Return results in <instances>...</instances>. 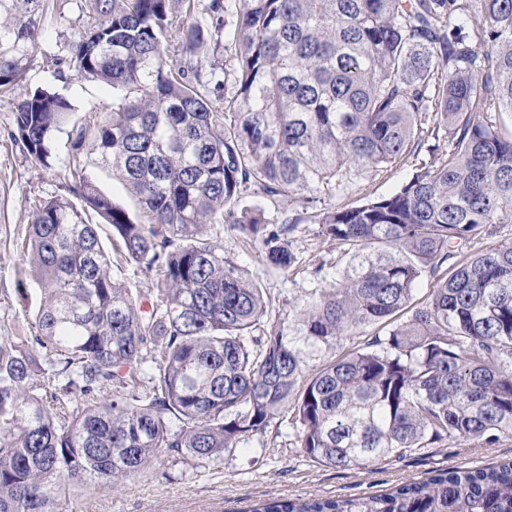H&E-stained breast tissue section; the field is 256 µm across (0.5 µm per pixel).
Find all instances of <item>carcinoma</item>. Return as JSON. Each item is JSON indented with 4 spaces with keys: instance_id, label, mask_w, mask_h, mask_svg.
<instances>
[{
    "instance_id": "cac0c4a2",
    "label": "carcinoma",
    "mask_w": 512,
    "mask_h": 512,
    "mask_svg": "<svg viewBox=\"0 0 512 512\" xmlns=\"http://www.w3.org/2000/svg\"><path fill=\"white\" fill-rule=\"evenodd\" d=\"M45 0H0V88L23 78ZM87 0L74 76L112 86L105 115L68 133L125 182L142 220L86 168L35 211L26 251L40 302L32 335L0 341V512H76L163 453L224 463L243 437L288 423L328 467L365 468L455 439L512 436V246L470 254L512 223V0ZM236 61L224 96V54ZM74 111L37 87L12 139L46 165ZM432 156L395 192L328 204L303 301L274 312L208 234L261 240L297 266L298 219L269 228L246 196L334 199L352 177ZM156 278L133 294L99 237ZM427 298L414 302L422 276ZM381 325L330 360L322 351ZM252 512H512V462L439 469L355 499L268 498Z\"/></svg>"
}]
</instances>
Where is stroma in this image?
<instances>
[{
	"mask_svg": "<svg viewBox=\"0 0 512 512\" xmlns=\"http://www.w3.org/2000/svg\"><path fill=\"white\" fill-rule=\"evenodd\" d=\"M77 3L46 0L43 30L30 68L10 91L0 93V340L30 333L38 294L24 272L17 246L28 232L39 201L63 195V163L68 158L67 136L62 133L50 166L26 161L19 144L10 137L14 105L36 87L53 84L73 105L71 121L77 125L93 111L112 104L111 86L77 78L64 83L55 79L58 59L65 57L72 36L89 20L88 12L80 10ZM430 160L423 152L374 169L356 183L348 203L394 192ZM252 203L263 208L271 222L300 217L293 235L298 268L286 273L269 269L262 259V244L243 246L238 233L221 228L217 236L224 252L234 256L276 300L300 302L311 286L312 270L328 252L313 213L299 202L276 204L256 197ZM294 441L288 426H270L265 434L240 443L223 464L205 472L192 471L164 455L154 462L149 475L127 480L119 492L101 483L92 485L80 497L77 512H249L252 505L268 498H357L422 480L439 469L481 468L512 461V437L500 438L490 447L458 439L439 448L386 459L372 471L319 465L303 456Z\"/></svg>",
	"mask_w": 512,
	"mask_h": 512,
	"instance_id": "1",
	"label": "stroma"
}]
</instances>
